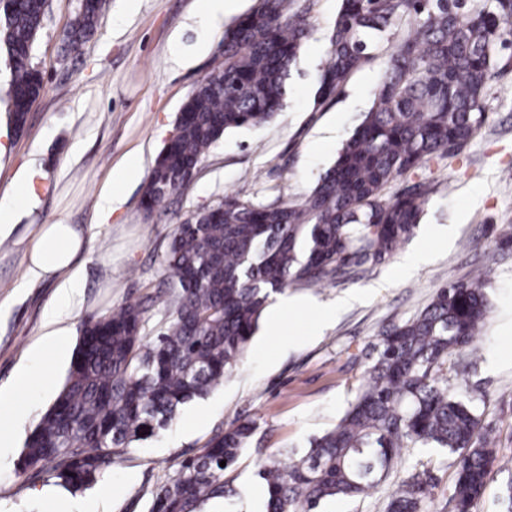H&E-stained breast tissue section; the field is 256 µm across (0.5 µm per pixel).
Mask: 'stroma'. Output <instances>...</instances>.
I'll use <instances>...</instances> for the list:
<instances>
[{"instance_id":"35a3bbf8","label":"stroma","mask_w":512,"mask_h":512,"mask_svg":"<svg viewBox=\"0 0 512 512\" xmlns=\"http://www.w3.org/2000/svg\"><path fill=\"white\" fill-rule=\"evenodd\" d=\"M311 34L288 83L283 112L260 128L226 133L204 156L194 178L177 195L145 213L144 180L123 187L122 204L107 223L97 216L111 189L114 167L137 158L151 174L177 114L192 90L220 59L223 27L202 29L199 0H104L98 29L80 52L64 36L78 0H49L35 42L33 66L43 89L22 132L8 112L10 69L0 51V201L14 217L0 223V387L46 331L58 279H33L30 249L46 224L81 231V294L62 321L67 355L47 353L40 380L0 406V417L27 411L33 430L62 389L82 329L90 318L139 303L144 338L155 336L170 314L176 280L164 258L173 233L192 213L235 195L254 203H302L373 100L389 50L380 47L355 71L342 92L315 105L316 77L327 59L339 0H311ZM488 82L478 135L452 156L421 171L430 193L412 236L395 255L315 285L294 284L290 296L335 307L321 328L315 311L265 309L237 366L206 397L182 406L157 436L133 443L88 487L63 489L64 497L95 500L101 512H149L159 488L182 463L201 453L211 437L238 420L255 429L237 463L224 473L234 490L205 503L206 512H264L258 472L265 462L304 452L311 437L343 416L374 355L393 325L416 316L436 289L451 280H488L490 311L474 345L462 355L464 375L449 376L481 412L482 428L497 441L492 476L475 512H506L503 492L512 482V247L499 230L512 225V43ZM25 187L12 199L15 187ZM428 248L430 263L411 272L400 265ZM24 440L0 461V512H52L42 493L58 486L49 468L20 471ZM436 477L430 512H453L454 458L432 448L400 449L388 478L393 484L417 464Z\"/></svg>"}]
</instances>
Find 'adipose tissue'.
I'll use <instances>...</instances> for the list:
<instances>
[{"instance_id": "ef3b65f1", "label": "adipose tissue", "mask_w": 512, "mask_h": 512, "mask_svg": "<svg viewBox=\"0 0 512 512\" xmlns=\"http://www.w3.org/2000/svg\"><path fill=\"white\" fill-rule=\"evenodd\" d=\"M83 247L84 239L72 225H49L42 230L31 250L28 270L37 278L63 273L72 266ZM75 293L76 290L72 285L68 284L60 288L50 314L51 330L38 345L32 348L28 362L16 370L12 387L0 388L1 401L10 399L13 388H30L38 374V367L46 350L64 349L67 343V331L60 328L59 322L70 308Z\"/></svg>"}]
</instances>
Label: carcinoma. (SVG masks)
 <instances>
[{"instance_id": "cac0c4a2", "label": "carcinoma", "mask_w": 512, "mask_h": 512, "mask_svg": "<svg viewBox=\"0 0 512 512\" xmlns=\"http://www.w3.org/2000/svg\"><path fill=\"white\" fill-rule=\"evenodd\" d=\"M101 9L100 0H81L66 33L70 50L94 35ZM309 9L308 0H258L225 29L221 60L188 97L174 140L156 160L141 200L145 212L189 182L226 132L262 126L284 109L310 33ZM45 12L46 0H9L0 9L18 130L42 91L31 55ZM402 26L408 33L391 47L371 108L302 204L226 195L178 225L166 264L180 294L152 340L140 335L137 304L85 324L62 390L25 443L21 470L48 464L75 490L94 482L119 449L155 435L181 406L224 380L271 293L380 265L413 233L426 182L390 195L386 189L458 152L484 124L481 100L498 46L512 36V0H341L315 104L335 98ZM486 288L478 277L451 280L419 314L382 334L336 426L312 438L306 452L259 470L266 512H320L328 499L367 494L405 446L454 455L455 512H472L491 476L493 439L480 432L472 401L448 387V375L458 373L456 357L472 347L489 313ZM253 431L248 420L215 435L159 489L150 512H198L227 497L224 471ZM434 486L430 470L414 469L389 491L386 512H427Z\"/></svg>"}]
</instances>
